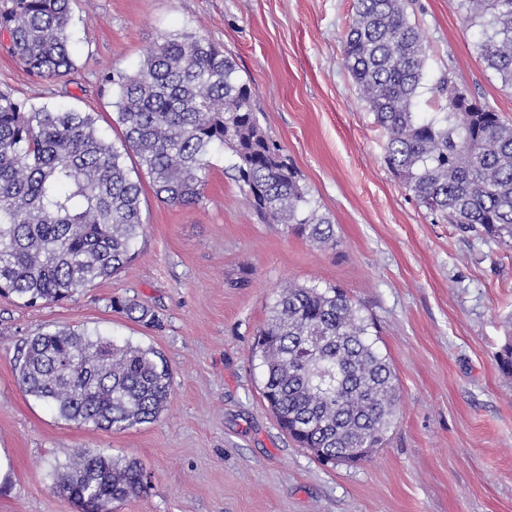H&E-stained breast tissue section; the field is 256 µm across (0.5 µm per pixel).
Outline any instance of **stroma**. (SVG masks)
Returning <instances> with one entry per match:
<instances>
[{"label": "stroma", "instance_id": "obj_1", "mask_svg": "<svg viewBox=\"0 0 512 512\" xmlns=\"http://www.w3.org/2000/svg\"><path fill=\"white\" fill-rule=\"evenodd\" d=\"M459 0H410L428 60L414 109L444 111L451 74L512 124V89L481 56ZM76 69L38 80L0 52V88L92 113L109 139L104 69L135 70L169 33L198 32L251 79L269 136L336 232L335 249L259 223L230 152L209 157L200 202L145 188L144 235L119 273L35 308L0 296V512H81L51 468L75 449L139 461L147 490L114 512H512V248L431 215L384 161L386 134L342 66L354 0H72ZM339 286L373 318L397 374L399 416L381 448L324 465L277 424L250 359L283 283ZM151 309L148 325L115 298ZM71 327L150 347L171 372L156 421L124 431L65 421L18 384L17 351ZM111 306L115 311L123 313L131 319H137V321H143L148 316L149 322L155 323L156 321H158L155 317V314L150 313V311L147 308L140 305L135 300L126 298H116L112 300ZM136 313H139L140 315L136 317Z\"/></svg>", "mask_w": 512, "mask_h": 512}]
</instances>
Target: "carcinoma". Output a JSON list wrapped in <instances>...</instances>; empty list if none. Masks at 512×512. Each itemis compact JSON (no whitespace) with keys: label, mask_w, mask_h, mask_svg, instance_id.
I'll return each mask as SVG.
<instances>
[{"label":"carcinoma","mask_w":512,"mask_h":512,"mask_svg":"<svg viewBox=\"0 0 512 512\" xmlns=\"http://www.w3.org/2000/svg\"><path fill=\"white\" fill-rule=\"evenodd\" d=\"M468 19H487L488 66L512 87V0H462ZM0 46L36 79L63 81L71 0H0ZM428 46L406 0H357L342 65L384 128L387 167L420 206L512 247V125L444 76L446 111H413ZM119 142L96 118L36 106L0 91V293L26 306L59 302L124 268L143 236L141 178L171 205L202 199L207 157L227 149L264 224L327 249L334 224L309 197L282 148L267 135L253 88L209 39L183 31L147 48L132 73L102 72ZM129 318L156 322L134 300H112ZM371 323L337 287L286 284L277 291L251 360L280 427L321 461L356 463L382 446L397 419L399 386ZM22 391L77 424L123 431L155 421L171 395L168 366L150 347L62 328L27 339L17 358ZM55 485L84 512H112L148 477L137 461L76 449L52 467Z\"/></svg>","instance_id":"carcinoma-1"}]
</instances>
